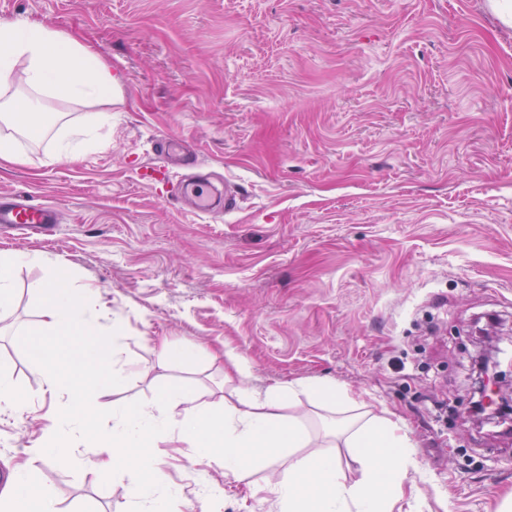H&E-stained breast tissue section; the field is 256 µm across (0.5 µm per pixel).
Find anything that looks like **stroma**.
Here are the masks:
<instances>
[{"mask_svg":"<svg viewBox=\"0 0 512 512\" xmlns=\"http://www.w3.org/2000/svg\"><path fill=\"white\" fill-rule=\"evenodd\" d=\"M0 21L92 45L125 82L104 146L70 162L26 141L29 163L0 168V192L61 215L47 238L0 234V252L47 259L15 269L0 318V378L30 400L0 412V474L66 403L29 355L41 331L28 286L61 264L96 288L100 325L121 324L127 362L152 364L161 338L199 350L196 366L127 376L100 406L182 385L220 409L230 350L255 389L324 380L402 421L417 512H496L512 434L466 417L481 327L512 338V27L490 0H0ZM164 133L237 211L198 216L150 173ZM283 413L350 463L331 412ZM289 462L254 466L216 512H272L266 480ZM38 476L58 512H137L123 473L42 463ZM154 478L180 488L179 512L225 485L167 441Z\"/></svg>","mask_w":512,"mask_h":512,"instance_id":"1","label":"stroma"}]
</instances>
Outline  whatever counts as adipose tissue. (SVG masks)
I'll return each instance as SVG.
<instances>
[{"mask_svg":"<svg viewBox=\"0 0 512 512\" xmlns=\"http://www.w3.org/2000/svg\"><path fill=\"white\" fill-rule=\"evenodd\" d=\"M119 84L111 67L90 47L50 28L0 22V161L27 164L17 140L51 139V155L76 159L95 143L112 115L98 111L111 100ZM61 99L86 108L80 124L62 122L57 131L40 124L44 104ZM30 291L40 310L45 340L32 347L34 370L46 393L66 394L67 405L30 450L29 466L13 469L0 485V512H57L55 489L40 481L34 463L66 470L93 456L97 471H125L131 476L132 501L149 503V512H173L177 488L158 490L153 480L154 440L164 435L194 451L197 465L217 467L225 481H241L256 462L277 450L308 447L299 418L282 413L285 401L307 398L335 402L336 385L300 382L278 393L241 390L237 402L217 411L196 404L189 390L172 385L152 401L131 400L113 405L111 427L94 437L90 451L73 443V432L99 416L88 391L86 370L97 363L108 337L88 335L96 325L95 292L69 285V274L55 267L35 280ZM52 336H67L82 349L81 363H72L49 344ZM345 445L352 448L355 478H348L336 453L319 452L291 461L273 473L268 487L277 512H401L406 477L417 463L403 425L371 418L356 420L345 429Z\"/></svg>","mask_w":512,"mask_h":512,"instance_id":"obj_1","label":"adipose tissue"}]
</instances>
